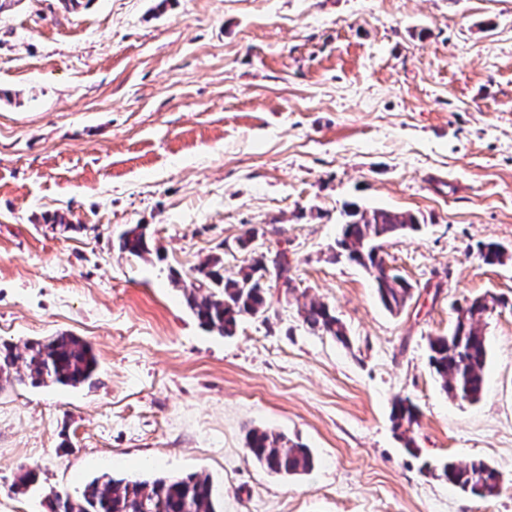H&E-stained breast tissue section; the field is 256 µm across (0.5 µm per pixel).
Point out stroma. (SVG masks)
<instances>
[{
    "label": "stroma",
    "mask_w": 512,
    "mask_h": 512,
    "mask_svg": "<svg viewBox=\"0 0 512 512\" xmlns=\"http://www.w3.org/2000/svg\"><path fill=\"white\" fill-rule=\"evenodd\" d=\"M0 88V342L69 333L99 363L76 388L0 391V512L105 474L193 473L221 512H512V0H13ZM353 202L422 225L383 249L413 287L400 312L332 256ZM136 224L142 259L115 244ZM257 249L286 252L290 288L269 278L265 313L206 330L171 273L218 257L231 274ZM476 298L495 306L469 403L428 340ZM313 300L347 342L303 324ZM405 398L413 453L390 421ZM253 429L313 469L269 474ZM453 458L495 468L498 494L448 484ZM23 465L37 480L17 494Z\"/></svg>",
    "instance_id": "obj_1"
}]
</instances>
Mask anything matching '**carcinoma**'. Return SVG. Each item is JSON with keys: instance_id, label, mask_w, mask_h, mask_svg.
<instances>
[{"instance_id": "1", "label": "carcinoma", "mask_w": 512, "mask_h": 512, "mask_svg": "<svg viewBox=\"0 0 512 512\" xmlns=\"http://www.w3.org/2000/svg\"><path fill=\"white\" fill-rule=\"evenodd\" d=\"M343 235L336 242L332 258L341 255L363 267L373 278L382 305L391 313L401 311L412 298V285L387 269L380 248L393 238L419 228L418 218L408 212L384 208L363 209L356 204L345 211ZM118 249L135 258L152 251L145 227L136 224L118 238ZM274 272L285 288L291 287L287 255L269 259L263 253L236 275L224 274L218 257L194 269V282L181 276L172 278L180 288L186 307L206 329L220 336H231L239 320L266 312L268 294L263 279ZM489 304L476 299L459 310L453 329L446 336L429 338V365L441 381L442 389L453 399L479 400L485 387L488 356L486 337L481 328ZM303 323L345 343V326L324 302H312L301 312ZM93 346L85 339L61 333L26 342L23 349L0 343V391L29 382L35 386L59 384L78 387L92 381L97 370ZM25 371H20V368ZM418 412L408 400L399 401L392 412L393 430L404 447L414 449L411 436ZM247 451L269 472L296 475L312 470L309 449L271 430L253 429L248 434ZM448 482L463 493L490 497L497 492L498 472L481 459L450 460L443 465ZM35 471L20 467L14 491L24 493L35 481ZM49 512H217L209 477H157L132 480L102 476L87 483L81 494L71 497L55 493L48 500Z\"/></svg>"}]
</instances>
